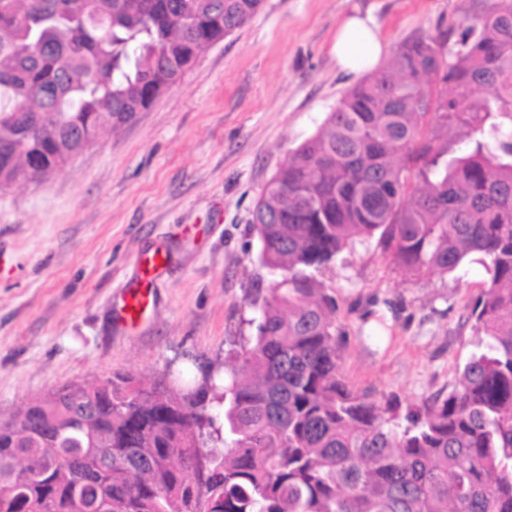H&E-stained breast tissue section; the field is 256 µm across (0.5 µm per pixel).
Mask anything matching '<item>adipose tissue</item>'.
<instances>
[{"label":"adipose tissue","instance_id":"1","mask_svg":"<svg viewBox=\"0 0 512 512\" xmlns=\"http://www.w3.org/2000/svg\"><path fill=\"white\" fill-rule=\"evenodd\" d=\"M385 44L371 18L351 16L339 27L333 52L338 65L350 72L374 68L381 60Z\"/></svg>","mask_w":512,"mask_h":512}]
</instances>
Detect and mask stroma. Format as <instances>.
I'll return each instance as SVG.
<instances>
[{
	"label": "stroma",
	"instance_id": "1",
	"mask_svg": "<svg viewBox=\"0 0 512 512\" xmlns=\"http://www.w3.org/2000/svg\"><path fill=\"white\" fill-rule=\"evenodd\" d=\"M483 0H263L147 111L101 131L42 183L0 191V420L73 383L113 373L186 393L249 334V302L275 277L260 261L252 211L289 153L360 79L331 54L353 13L371 15L385 61L416 36L445 39ZM168 268L137 328L113 302L141 254ZM476 263L417 279L378 238L345 250L317 279L336 299L342 371L369 399L421 402L447 390L474 350L467 308Z\"/></svg>",
	"mask_w": 512,
	"mask_h": 512
}]
</instances>
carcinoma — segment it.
<instances>
[{
	"label": "carcinoma",
	"mask_w": 512,
	"mask_h": 512,
	"mask_svg": "<svg viewBox=\"0 0 512 512\" xmlns=\"http://www.w3.org/2000/svg\"><path fill=\"white\" fill-rule=\"evenodd\" d=\"M261 5L0 0V190L132 121ZM448 37L449 59L402 44L267 183L253 223L279 280L251 300L224 384L208 372L179 398L114 374L48 392L0 422V512H512V0ZM376 234L415 277L488 275L466 317L476 351L403 418L349 389L315 276Z\"/></svg>",
	"instance_id": "carcinoma-1"
}]
</instances>
